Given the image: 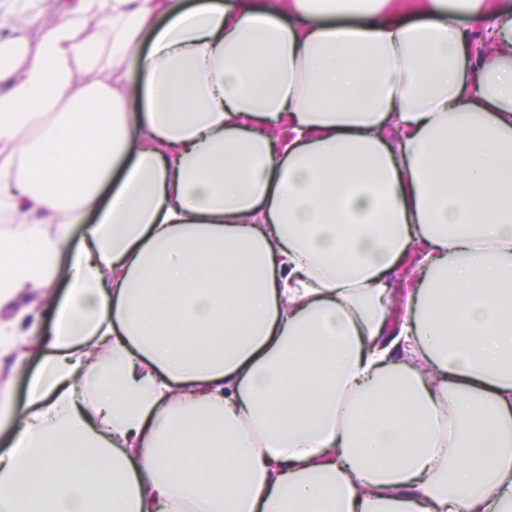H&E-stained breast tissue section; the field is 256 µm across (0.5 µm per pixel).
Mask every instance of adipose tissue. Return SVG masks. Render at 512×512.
Returning <instances> with one entry per match:
<instances>
[{
	"label": "adipose tissue",
	"mask_w": 512,
	"mask_h": 512,
	"mask_svg": "<svg viewBox=\"0 0 512 512\" xmlns=\"http://www.w3.org/2000/svg\"><path fill=\"white\" fill-rule=\"evenodd\" d=\"M32 22L0 38V307L41 296L0 320L41 354L0 512H512V7Z\"/></svg>",
	"instance_id": "obj_1"
}]
</instances>
